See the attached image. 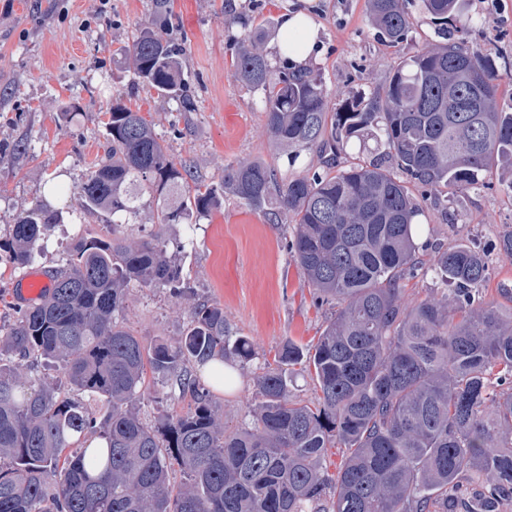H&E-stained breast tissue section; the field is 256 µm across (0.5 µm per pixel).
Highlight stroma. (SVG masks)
<instances>
[{
	"mask_svg": "<svg viewBox=\"0 0 512 512\" xmlns=\"http://www.w3.org/2000/svg\"><path fill=\"white\" fill-rule=\"evenodd\" d=\"M301 0H173L176 16L168 34L181 44L185 92L191 112L159 96L121 66L122 53L148 20L150 0H0V239L18 215L38 201L58 210L61 220L31 269L61 266L79 237L101 232L111 220L90 214L77 194L93 163L104 153L105 124L112 103L140 112L155 126L170 154L206 182L220 183L225 165L259 160L282 174L301 173L314 157L293 158L278 151L265 131L262 94L233 75L235 42L224 31L226 18L264 24L265 52L279 37L281 17ZM321 26L320 52L311 68L320 73L333 103L359 89L381 88L400 57L434 43L429 16L411 9V38L400 47L380 40L369 23L367 0H312ZM457 35L477 45L497 64L512 62V0H469L466 14L453 17ZM512 169L485 174L480 185L452 192L446 206L425 201L421 218L424 258L435 248L472 241L484 248L490 278L486 299L500 300L512 289V257L496 244L512 230V197L504 187ZM135 223L125 236L139 239L160 231L170 242L193 236L178 259L190 291L170 296L162 288L130 287L123 324L150 344L179 339L198 298L223 306L231 326L253 343L257 354L287 341L307 345L319 336L332 313L316 306L312 288L290 257L279 226L248 210L231 196L194 231L185 225L158 226L156 199L142 193ZM259 362L237 368V385L215 389L230 426L250 422Z\"/></svg>",
	"mask_w": 512,
	"mask_h": 512,
	"instance_id": "1",
	"label": "stroma"
}]
</instances>
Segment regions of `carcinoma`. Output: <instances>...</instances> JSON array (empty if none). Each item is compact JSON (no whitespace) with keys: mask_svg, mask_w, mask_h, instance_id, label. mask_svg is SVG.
<instances>
[{"mask_svg":"<svg viewBox=\"0 0 512 512\" xmlns=\"http://www.w3.org/2000/svg\"><path fill=\"white\" fill-rule=\"evenodd\" d=\"M412 5L439 22L437 41L340 112L320 75L268 60L264 25L225 19L241 26L231 34L234 76L263 92L266 133L318 158L294 177L239 161L221 184L191 187L151 122L111 106L104 155L79 194L112 223L77 239L51 273L54 288L0 330V512H500L512 499V307L482 294L489 267L476 244L419 256L421 206L409 188L437 200L512 163V103L499 93L512 68L448 30L466 0H368L379 37L408 42ZM150 11L123 64L190 112L183 49L161 35L172 0H151ZM354 140L356 161L336 168ZM144 188L161 225L204 217L226 193L262 213L290 234L314 302L336 307L316 341H288L264 358L245 426L225 425L195 373L210 364L222 384L224 361L255 359L221 305L197 301L175 343L148 345L119 321L130 286L176 297L187 286L162 232L134 244L119 234ZM57 221L38 204L0 248L26 266ZM429 274L432 293L408 301L406 283ZM38 357L63 380L22 379V363ZM297 365L316 390L310 405L290 398ZM149 372L164 378L166 399H189L187 411L143 419ZM332 448L343 453L334 472ZM462 479L480 488L476 502L453 496Z\"/></svg>","mask_w":512,"mask_h":512,"instance_id":"carcinoma-1","label":"carcinoma"}]
</instances>
